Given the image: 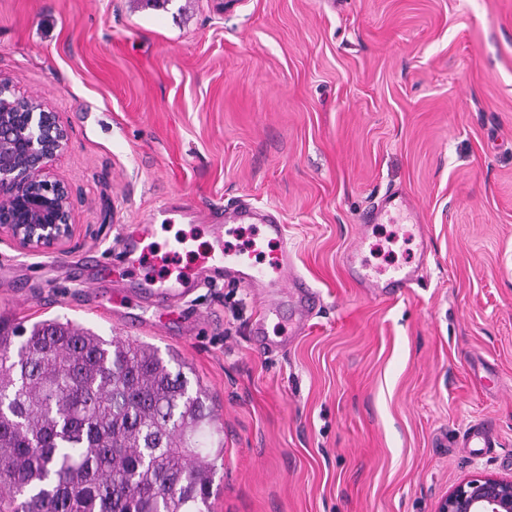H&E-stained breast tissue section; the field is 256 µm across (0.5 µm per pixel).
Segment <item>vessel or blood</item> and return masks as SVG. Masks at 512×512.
<instances>
[{
	"instance_id": "b4317fda",
	"label": "vessel or blood",
	"mask_w": 512,
	"mask_h": 512,
	"mask_svg": "<svg viewBox=\"0 0 512 512\" xmlns=\"http://www.w3.org/2000/svg\"><path fill=\"white\" fill-rule=\"evenodd\" d=\"M202 209L185 202H170L151 212L131 234L125 235L120 255L129 265H136L142 257L150 253V240L157 222L172 223L176 218H194L202 216ZM237 224L262 225L268 242L277 244L273 274H266L255 263L239 253L225 251L223 239L232 232ZM213 244L209 254L200 258L196 269L190 274L166 275L161 278H149L138 282L137 295L143 301L175 306L185 301L195 288L208 287L220 282L235 281L255 289L259 296L268 298L288 289L290 302L297 307L311 310L316 305V294L301 278L293 276V251L288 245L285 227L270 214H261L252 207L242 205L232 210H222L212 216ZM357 252L351 251L343 258L348 273L364 287L373 288L380 295L396 294L411 288L419 276L418 268L396 272L382 283H374L357 265ZM462 445L480 451L494 445L491 432L483 425L469 426L463 436Z\"/></svg>"
}]
</instances>
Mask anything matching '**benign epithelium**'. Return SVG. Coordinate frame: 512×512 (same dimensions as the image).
I'll return each mask as SVG.
<instances>
[{"instance_id":"1","label":"benign epithelium","mask_w":512,"mask_h":512,"mask_svg":"<svg viewBox=\"0 0 512 512\" xmlns=\"http://www.w3.org/2000/svg\"><path fill=\"white\" fill-rule=\"evenodd\" d=\"M67 140L56 113L39 101L9 95L0 78V241L53 254L72 240L69 187L49 174ZM437 512H512V478L484 473L464 479L442 498Z\"/></svg>"}]
</instances>
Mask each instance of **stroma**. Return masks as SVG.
I'll list each match as a JSON object with an SVG mask.
<instances>
[{
	"instance_id": "35a3bbf8",
	"label": "stroma",
	"mask_w": 512,
	"mask_h": 512,
	"mask_svg": "<svg viewBox=\"0 0 512 512\" xmlns=\"http://www.w3.org/2000/svg\"><path fill=\"white\" fill-rule=\"evenodd\" d=\"M0 77L68 130L50 172L77 226L61 254L0 241V315L179 353L224 429L213 512H436L512 477V0H0ZM389 191L407 208L365 224ZM171 198L285 224L318 296L285 350L256 339L252 289L140 301L119 235ZM185 235L182 268L207 226L155 235ZM354 248L374 278L421 275L375 294ZM358 253L350 251L345 254L343 258L344 266L348 273L357 281H359L365 288H373L374 292L379 295H389L401 293L416 282L419 277V269L421 265H417L405 271L396 272L394 276L389 278L381 284L380 282H372L368 276L363 272L362 264L357 267ZM462 445L464 448H477L476 451H486L495 448L491 432L481 424L469 426L463 436Z\"/></svg>"
}]
</instances>
